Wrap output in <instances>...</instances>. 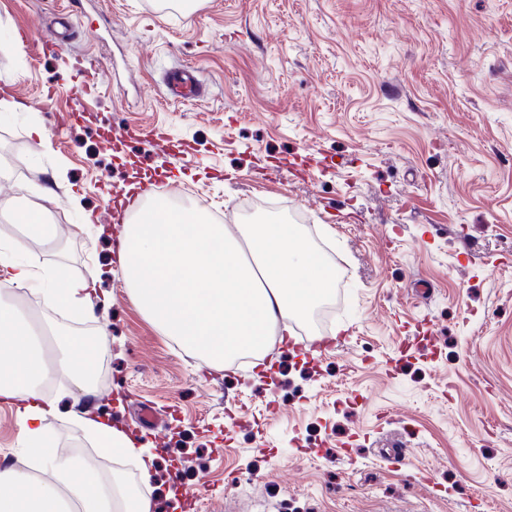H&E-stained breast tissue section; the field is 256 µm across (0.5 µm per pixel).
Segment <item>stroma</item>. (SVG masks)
I'll use <instances>...</instances> for the list:
<instances>
[{
	"instance_id": "35a3bbf8",
	"label": "stroma",
	"mask_w": 512,
	"mask_h": 512,
	"mask_svg": "<svg viewBox=\"0 0 512 512\" xmlns=\"http://www.w3.org/2000/svg\"><path fill=\"white\" fill-rule=\"evenodd\" d=\"M73 11L93 38L22 47L19 29L37 41ZM83 59L112 79L76 119ZM184 66L204 99H168ZM2 96L7 206L36 194L72 227L26 260L98 268L110 297L97 384L52 393L155 449L153 512H512V0H0ZM143 177L230 228L251 201L279 206L343 265L329 322L224 366L163 336L102 220ZM44 428L139 485L66 416Z\"/></svg>"
}]
</instances>
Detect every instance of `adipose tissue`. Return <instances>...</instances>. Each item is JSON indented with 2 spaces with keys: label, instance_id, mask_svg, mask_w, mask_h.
<instances>
[{
  "label": "adipose tissue",
  "instance_id": "ef3b65f1",
  "mask_svg": "<svg viewBox=\"0 0 512 512\" xmlns=\"http://www.w3.org/2000/svg\"><path fill=\"white\" fill-rule=\"evenodd\" d=\"M45 212L40 203H30L23 215L20 237L0 244V282L14 287L39 282L50 304L71 309L82 317H93L96 275L60 287L49 271H36L20 258L28 240H38L49 249L55 246L56 233L53 225L47 224ZM1 331L10 333L11 339L0 342V400L17 405L20 446L49 476L40 479L26 471L0 469V512H152L151 499L129 487L122 475L102 482L82 456L58 451L43 426L46 417L58 414L59 407L43 391L42 379L52 372L93 374L100 360L110 353L107 338L93 340L71 331L59 334V354L54 366H47L24 312L14 300L3 298ZM74 420L100 451L137 461L143 485L154 482L155 457L137 438L106 420L81 414L75 415Z\"/></svg>",
  "mask_w": 512,
  "mask_h": 512
}]
</instances>
